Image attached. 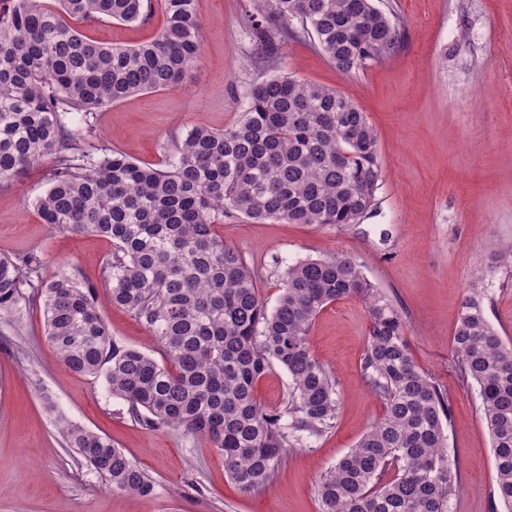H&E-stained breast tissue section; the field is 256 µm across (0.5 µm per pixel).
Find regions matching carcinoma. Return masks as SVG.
Listing matches in <instances>:
<instances>
[{
  "mask_svg": "<svg viewBox=\"0 0 512 512\" xmlns=\"http://www.w3.org/2000/svg\"><path fill=\"white\" fill-rule=\"evenodd\" d=\"M0 0V182L47 161L49 188L34 200L55 231L109 240L101 279L112 306L141 323L156 355L112 337L96 288L73 273L45 281L36 254L0 257V316L43 302L46 334L71 372L104 377L128 414L151 429L203 438L245 493L266 490L285 450L336 423V378L308 347L331 303L358 297L369 328L361 361L384 417L317 483L319 512H451L461 487L448 455L453 406L414 362L398 309L357 258L306 259L282 276L268 310L256 271L215 231L232 212L254 222L354 224L382 181L378 140L365 114L334 90L288 76L252 85L238 122L195 127L158 167L95 144L94 114L126 97L190 76L202 54L196 0H163L165 23L134 48L92 40L74 23L144 24L147 0ZM296 21L349 73L397 47L399 29L372 0H257L247 28L262 54ZM452 346L459 384L478 392L492 440L495 495L512 512V344L489 321L484 290L464 294ZM279 365L285 406L270 410L256 383ZM65 445L115 492L148 497L155 480L112 440L59 413Z\"/></svg>",
  "mask_w": 512,
  "mask_h": 512,
  "instance_id": "1",
  "label": "carcinoma"
}]
</instances>
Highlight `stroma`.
<instances>
[{"label":"stroma","instance_id":"1","mask_svg":"<svg viewBox=\"0 0 512 512\" xmlns=\"http://www.w3.org/2000/svg\"><path fill=\"white\" fill-rule=\"evenodd\" d=\"M374 3L398 23L399 43L344 73L309 38L285 37L274 60L258 55L245 34L255 0H197V67L176 87L97 111V137L135 161L163 166L172 137L233 125L249 88L267 77L288 75L352 100L376 131L382 168L375 204L359 223H256L228 214L217 231L258 270V292L270 308L289 264L346 254L361 262L366 279L401 312L416 364L452 400L448 453L463 476L452 512H493L491 438L477 392L458 384L452 340L465 290L477 280L491 323L512 340V0ZM151 4L148 24L106 19L79 30L114 46L142 44L164 23L161 0ZM45 170L40 164L0 185V256L40 255L47 280L75 272L96 286L112 336L154 352L147 329L108 302L100 266L110 242L52 230L39 218L33 202L48 187ZM368 326L356 298L336 301L316 318L308 345L336 376V425L287 452L266 491L246 494L208 442L142 428L103 378L68 371L46 337L41 302H23L0 318V512H319V478L384 415L361 374ZM49 400L54 410H47ZM58 410L109 436L153 476L154 495L109 489L66 448Z\"/></svg>","mask_w":512,"mask_h":512}]
</instances>
